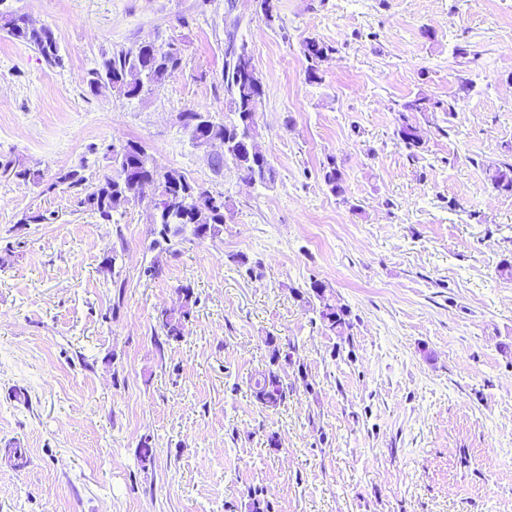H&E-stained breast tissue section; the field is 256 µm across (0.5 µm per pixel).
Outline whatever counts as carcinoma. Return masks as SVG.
<instances>
[{
	"label": "carcinoma",
	"mask_w": 512,
	"mask_h": 512,
	"mask_svg": "<svg viewBox=\"0 0 512 512\" xmlns=\"http://www.w3.org/2000/svg\"><path fill=\"white\" fill-rule=\"evenodd\" d=\"M259 13L269 26L279 20L276 0H259ZM0 30L10 37L33 48L50 67H61L64 58L61 53L60 37L49 26L40 30L28 27L25 15L17 12L0 11ZM246 43H241L233 52V62H224L227 107L233 118L217 121L210 113L201 114L195 110L186 111L187 120L182 123L184 133L196 146L202 147L212 141H232L228 154L214 164L219 171L228 163L232 164L239 177L248 183H264L272 179V168L266 155L256 149L259 133L256 126L246 125L244 116L259 110L264 96L263 85L256 71L251 54L240 55ZM335 48L316 38L302 42V53L307 61L306 76L311 82L320 81L317 65ZM182 68V53L173 48L154 43L121 47L108 57L102 58L98 67L88 73L87 86L94 89L100 81H106L127 98L142 96L145 85L152 89L161 88L169 78ZM451 107L442 100L416 95L398 104L395 135L408 150L423 146L420 130L409 123V112H449ZM110 173L92 188L84 187L85 178L76 169L61 170L64 184L80 188L85 192L80 204L87 206L105 221L112 220L113 202L116 198L127 201L139 198L141 184L153 183L156 195L149 204L150 223L154 224L153 234L156 246L170 243L181 236L187 225H193L194 237L203 240L217 236L224 227V209L213 206L214 196L209 190L192 183L177 170L165 169L157 164L146 147L136 141H127L122 148L111 153ZM488 180L493 189L512 194V160H505L488 169ZM322 180L328 189L342 193V174L336 159L327 158L322 167ZM184 309L169 315L162 312L157 317L159 328L167 340L178 342L183 338L184 321L190 316L194 301L189 287H180ZM304 309L315 316L322 328L341 339L350 336L353 322L348 308L336 305L329 286L319 280L310 282L309 288L295 292ZM271 348L269 367L254 378L251 383L256 401L265 408H277L285 403L292 385L280 374L282 364L292 365L295 345H287L288 351L281 352L274 336L267 338Z\"/></svg>",
	"instance_id": "carcinoma-1"
}]
</instances>
